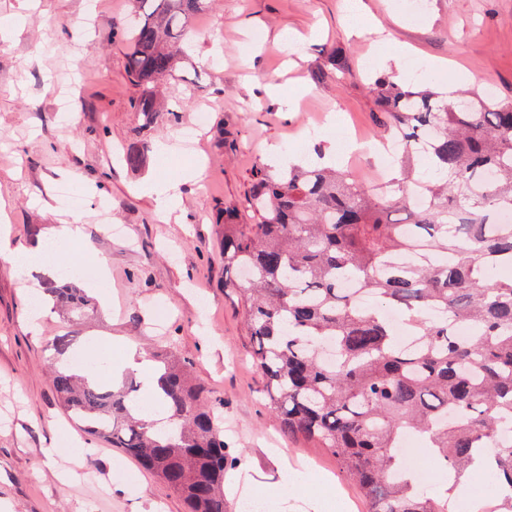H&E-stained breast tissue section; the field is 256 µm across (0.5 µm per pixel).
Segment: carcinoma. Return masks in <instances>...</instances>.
<instances>
[{
	"label": "carcinoma",
	"instance_id": "obj_1",
	"mask_svg": "<svg viewBox=\"0 0 512 512\" xmlns=\"http://www.w3.org/2000/svg\"><path fill=\"white\" fill-rule=\"evenodd\" d=\"M211 0H132L126 74L137 111L166 112L161 81L181 63L180 43ZM377 110L430 179L396 182L395 195L321 163L256 173L254 224L224 225V271L245 310L253 364L285 435L336 457L368 512H451L448 492L493 464L502 488L470 512H512V100L371 83ZM45 293L72 317L91 299L50 282ZM395 313L414 344L403 345ZM468 333L460 335L458 328ZM160 370L167 415L143 420L137 390L114 391L90 362L76 374L54 363L63 406L183 498L187 512H225L224 429L185 367ZM416 435L451 483L435 495L399 454Z\"/></svg>",
	"mask_w": 512,
	"mask_h": 512
}]
</instances>
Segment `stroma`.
<instances>
[{
  "mask_svg": "<svg viewBox=\"0 0 512 512\" xmlns=\"http://www.w3.org/2000/svg\"><path fill=\"white\" fill-rule=\"evenodd\" d=\"M347 3L212 0L190 26L189 62L162 84L170 112L154 123L136 111L125 74L129 0H39L29 23L0 36V197L10 203L0 237L28 246L79 217L76 250L105 257L111 298L91 319L68 320L42 293L48 276L0 258V501L11 512H186L177 492L108 443L70 466L86 433L47 370L49 344L62 335L77 348L92 337L111 342L116 356L127 346L173 351L224 421L227 471L266 487L270 512H281L283 483L315 501L327 477L345 512H368L328 449L280 431L242 306L224 285V217L255 223L254 175L273 156L304 158L350 134L383 137L369 90L377 76L408 79L421 67L445 87L512 100V0H361L376 32L352 26ZM286 31L295 36L289 52L278 42ZM333 54L344 71H332ZM272 83L280 96L268 94ZM201 108L206 124L184 149L180 129ZM133 143L145 148L137 168L121 159ZM189 165L201 174L182 179ZM161 178L180 182L183 223L158 217L146 186ZM65 186L81 193L79 208L61 196ZM103 207L122 234L103 231ZM36 293L38 334L29 329Z\"/></svg>",
  "mask_w": 512,
  "mask_h": 512,
  "instance_id": "stroma-1",
  "label": "stroma"
}]
</instances>
